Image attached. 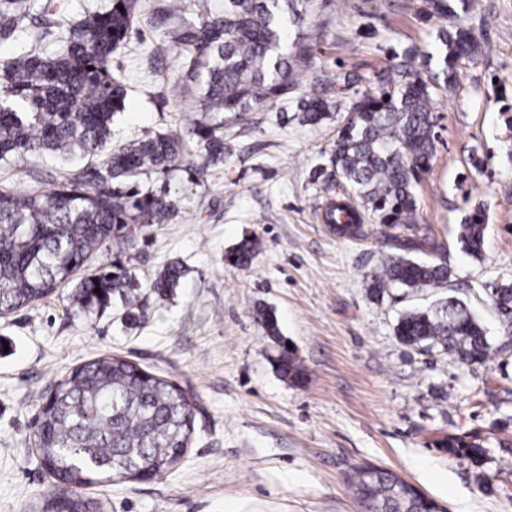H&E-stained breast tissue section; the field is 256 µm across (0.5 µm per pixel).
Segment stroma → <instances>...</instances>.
I'll return each mask as SVG.
<instances>
[{"mask_svg": "<svg viewBox=\"0 0 512 512\" xmlns=\"http://www.w3.org/2000/svg\"><path fill=\"white\" fill-rule=\"evenodd\" d=\"M306 16L291 31L310 47L297 88L225 123L232 149L223 166L198 186L180 169L132 179L143 191L169 182L177 202L168 223L130 226L127 240L96 257L130 259L136 322L117 298L79 313L69 284L0 315V512H47L52 477L33 422L57 382L104 355L182 388L194 433L164 476L79 488L77 500L96 512H358L349 476L361 465L397 472L443 512H512V340L480 289L512 282V0H468L460 21L478 52L457 62L453 86L433 91L435 154L414 183L416 222L431 244L418 256L447 262L451 276L425 297L369 290L393 237L410 230L368 222L346 238L322 210L351 193L332 180L329 157L352 104L377 88L395 55L435 52L439 29L455 21L439 19L433 0H307ZM112 71L128 86L113 142L180 130L198 116L194 83L181 99L166 96L179 58L149 23L113 55ZM312 90L332 108L308 123L298 104ZM475 208L486 226L478 259L458 240ZM245 238L258 242L251 264H227L225 252ZM171 262L186 275L163 296L150 284ZM448 294L469 302L486 328L485 363L396 338L401 312ZM260 309L274 314L278 338L256 318ZM281 340L304 382L278 372ZM449 433L477 435L481 457L436 448Z\"/></svg>", "mask_w": 512, "mask_h": 512, "instance_id": "obj_1", "label": "stroma"}]
</instances>
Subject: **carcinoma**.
<instances>
[{"instance_id": "obj_1", "label": "carcinoma", "mask_w": 512, "mask_h": 512, "mask_svg": "<svg viewBox=\"0 0 512 512\" xmlns=\"http://www.w3.org/2000/svg\"><path fill=\"white\" fill-rule=\"evenodd\" d=\"M31 0H0V35L16 49L0 61V165L29 158H50L59 167L54 188L0 184V314L43 301L63 283L76 281L78 308L98 312L117 295L133 318L138 281L122 262L86 270L89 261L131 224H164L174 211L169 191L142 193L115 189L146 168L166 173L196 142L188 170L197 184L224 163L230 144L224 122L211 112L238 118L257 104L275 106L297 86L296 60L308 47L295 42L288 51V24L301 26L302 0H224L219 9H202L192 24L164 32L178 54L184 76L199 89L200 119L182 132H156L112 147L114 118L124 109L127 87L112 73V55L128 42L143 18L144 0H112L111 6L74 23H58L60 33L36 32L23 25ZM58 35L60 51L48 54L41 42ZM439 72L425 80L399 72L380 79L378 90L353 105L330 157L340 179L360 200L332 202L325 222L342 237L361 236L362 223L373 221L414 229L416 201L412 177L428 168L435 151L432 89L455 81L454 63L473 53L470 32L457 25L441 29ZM332 104L313 94L301 103L304 119L316 123ZM90 168L73 169L86 157ZM485 225L474 214L460 225L465 252L482 255ZM397 252L370 275L371 293L380 297L395 286L405 293L436 288L448 281V265L406 255L422 247L394 238ZM257 242L245 238L228 250L227 262L249 264ZM184 270L167 265L151 288L167 294L178 287ZM100 292H95V288ZM487 296L512 338V283L486 285ZM397 339L410 346L439 347L463 364L487 357L489 344L481 324L455 296L442 297L424 310L404 312L395 326ZM291 381L305 378L304 368L288 349L275 359ZM34 444L43 467L55 478L50 493L62 497L68 487L99 481L110 472L160 477L173 469L193 433L187 396L172 383L133 362L98 357L58 382L34 421ZM450 454L469 458L482 447L450 433L443 438ZM363 512H438L439 505L396 473L359 466L350 477Z\"/></svg>"}]
</instances>
